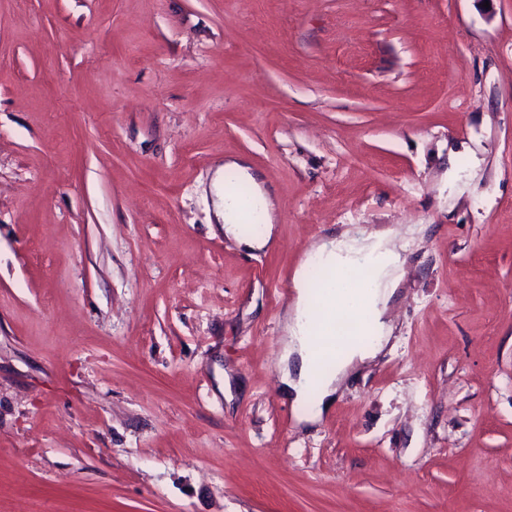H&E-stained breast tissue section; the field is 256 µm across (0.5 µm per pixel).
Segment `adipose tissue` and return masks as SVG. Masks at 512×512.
<instances>
[{
	"instance_id": "ef3b65f1",
	"label": "adipose tissue",
	"mask_w": 512,
	"mask_h": 512,
	"mask_svg": "<svg viewBox=\"0 0 512 512\" xmlns=\"http://www.w3.org/2000/svg\"><path fill=\"white\" fill-rule=\"evenodd\" d=\"M219 197L216 215L226 236L251 250L263 249L270 243L267 233L259 237L242 235L241 218L229 190L220 188ZM399 262V254L381 236L368 244L332 241L319 246L301 265L295 281L297 300L280 364L282 382L294 402H301L310 386H317L319 398L310 421L319 420L328 409L346 369L355 360L374 357L378 351L377 346L366 344L360 336L349 337L334 355L333 371L316 378L313 339L322 333L316 309L352 318L357 308H364L369 332L382 333L381 316L388 299L386 287Z\"/></svg>"
}]
</instances>
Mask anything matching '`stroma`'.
I'll list each match as a JSON object with an SVG mask.
<instances>
[{
	"mask_svg": "<svg viewBox=\"0 0 512 512\" xmlns=\"http://www.w3.org/2000/svg\"><path fill=\"white\" fill-rule=\"evenodd\" d=\"M385 229L389 339L301 423L294 277ZM0 512H512V0H0ZM224 169H233L238 172L242 179L250 185V196L252 204L261 212L266 231L259 237H247L241 234V218L229 188L224 184ZM217 183L219 186L220 202L217 206V218L223 223L224 234L232 237L240 244L251 250H261L266 247L272 237L273 224L271 218V199L269 193L262 187L250 171L249 167L238 161H230L220 167L217 171Z\"/></svg>",
	"mask_w": 512,
	"mask_h": 512,
	"instance_id": "35a3bbf8",
	"label": "stroma"
}]
</instances>
